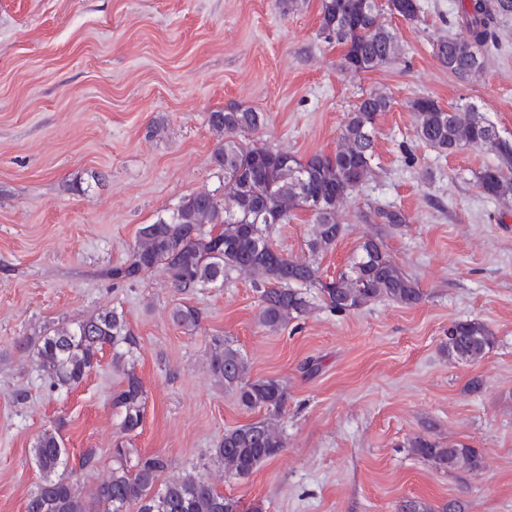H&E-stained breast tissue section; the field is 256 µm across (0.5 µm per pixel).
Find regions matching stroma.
Listing matches in <instances>:
<instances>
[{
  "mask_svg": "<svg viewBox=\"0 0 512 512\" xmlns=\"http://www.w3.org/2000/svg\"><path fill=\"white\" fill-rule=\"evenodd\" d=\"M454 2L418 0L415 22L382 13L401 59L351 73L320 33L321 0H0V512H24L41 483L31 448L46 430L62 436L67 471L88 494L122 441L134 456L166 457L167 476L208 479L241 512L256 502L263 512H398L409 499L512 512V202L477 186L494 153L439 152L416 138L410 109L418 97L469 105L512 139V17L499 21L486 68L462 80L434 51L457 31ZM375 91L391 108L377 123L373 171L318 262L324 279L336 277L362 236L379 237L422 289L419 303L343 314L319 303L271 333L256 323L255 274L188 291L156 267L113 279L140 227L194 191L223 189L210 112L263 113L254 140L304 159L335 153L348 112ZM368 202L406 224L365 222ZM312 224L296 210L270 241L305 256ZM181 304L201 310L197 329L173 323ZM111 308L138 339L131 366L145 403L129 436L112 406L124 375L111 349L69 390L50 388L35 363L46 326ZM461 319L495 336L480 362L443 351ZM215 338L243 353L250 378L279 379L287 392V446L245 479L225 476L212 450L266 412L243 408L211 376ZM418 435L482 449L483 470L434 468L408 447Z\"/></svg>",
  "mask_w": 512,
  "mask_h": 512,
  "instance_id": "stroma-1",
  "label": "stroma"
}]
</instances>
